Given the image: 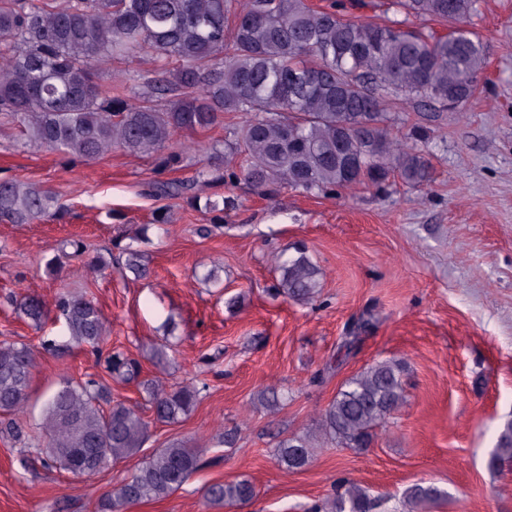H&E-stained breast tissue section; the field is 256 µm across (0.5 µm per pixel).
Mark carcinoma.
<instances>
[{"label":"carcinoma","instance_id":"cac0c4a2","mask_svg":"<svg viewBox=\"0 0 512 512\" xmlns=\"http://www.w3.org/2000/svg\"><path fill=\"white\" fill-rule=\"evenodd\" d=\"M477 0H388L403 19L352 20L346 6L319 9L309 0H0V114L17 123L26 139L73 160L91 161L114 148L156 157L157 174L177 167L184 149L172 146L178 131H204L239 118L210 148L195 183L209 189L187 202L224 220L235 199L223 190L239 182L256 194L285 188L332 194L356 184L377 188L398 178L409 187L431 181L420 139L390 132L389 101L403 97L446 110L464 108L478 90L487 66L482 38L465 23ZM438 21L448 31L408 25L410 19ZM149 55L155 67L134 72L145 90L132 92L103 78L102 66ZM161 196H181L185 186L153 184ZM63 212L56 196L34 183L0 179V222L31 224ZM72 251L51 258L57 272ZM124 258L121 274L144 278L143 254L115 243ZM279 271L277 294L302 303L317 301L320 271L306 248L269 255ZM35 324L47 316L42 300L25 294L17 302ZM66 340L47 339L44 352L60 355L86 346L105 371L135 382L147 396L153 420L177 424L197 407L207 384L168 385L143 380L140 362L104 348L107 321L83 293L65 290L56 300ZM38 352L25 344L0 342V413L10 419L0 431L21 442L14 416L25 412ZM406 366L376 362L347 379L334 399L316 410L325 442L364 450L404 401ZM287 397L257 394L273 411ZM149 425L132 407L112 401L99 381H66L48 401L42 441L34 452L45 465L68 473L76 456L120 463L140 452ZM287 471L306 467L312 438L291 435L273 449ZM512 462V420L504 423L488 468ZM201 467V453L178 439L155 449L120 486L99 499L95 512H121L129 504L159 500L180 489ZM255 495L246 479L214 483L207 503L226 508ZM448 493L433 483L408 486L392 512H427ZM381 498L346 480L309 512H375Z\"/></svg>","mask_w":512,"mask_h":512}]
</instances>
